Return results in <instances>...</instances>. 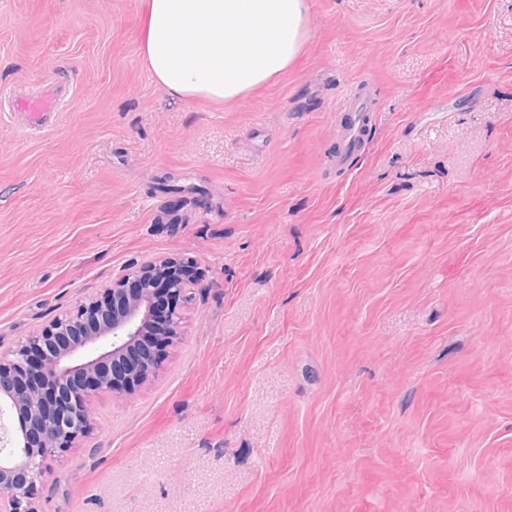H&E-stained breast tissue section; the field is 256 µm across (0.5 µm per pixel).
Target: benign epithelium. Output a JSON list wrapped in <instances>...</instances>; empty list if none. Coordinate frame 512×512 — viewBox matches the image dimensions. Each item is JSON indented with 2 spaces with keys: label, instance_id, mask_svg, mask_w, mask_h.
<instances>
[{
  "label": "benign epithelium",
  "instance_id": "7a95c632",
  "mask_svg": "<svg viewBox=\"0 0 512 512\" xmlns=\"http://www.w3.org/2000/svg\"><path fill=\"white\" fill-rule=\"evenodd\" d=\"M177 257L122 269L112 285L54 317L0 352V412L8 406L17 425L11 447L0 448V512H40L36 492L51 465L91 431V411L102 395L130 392L153 381L162 349L181 335L182 311L197 278L162 279ZM177 299L163 332L154 333L160 301ZM155 336L135 362L128 352Z\"/></svg>",
  "mask_w": 512,
  "mask_h": 512
}]
</instances>
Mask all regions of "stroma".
<instances>
[{
	"mask_svg": "<svg viewBox=\"0 0 512 512\" xmlns=\"http://www.w3.org/2000/svg\"><path fill=\"white\" fill-rule=\"evenodd\" d=\"M294 67L158 87L143 0H0V352L126 266L204 277L41 512H512V0H308ZM371 127L329 172L340 107ZM61 97L50 88H43L34 95H14L10 106L14 112L26 116L29 124L42 125L48 112H55Z\"/></svg>",
	"mask_w": 512,
	"mask_h": 512,
	"instance_id": "35a3bbf8",
	"label": "stroma"
}]
</instances>
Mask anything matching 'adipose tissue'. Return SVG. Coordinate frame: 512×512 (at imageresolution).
I'll return each mask as SVG.
<instances>
[{
  "label": "adipose tissue",
  "mask_w": 512,
  "mask_h": 512,
  "mask_svg": "<svg viewBox=\"0 0 512 512\" xmlns=\"http://www.w3.org/2000/svg\"><path fill=\"white\" fill-rule=\"evenodd\" d=\"M308 0H144L141 56L169 94L236 100L287 72Z\"/></svg>",
  "instance_id": "obj_1"
}]
</instances>
